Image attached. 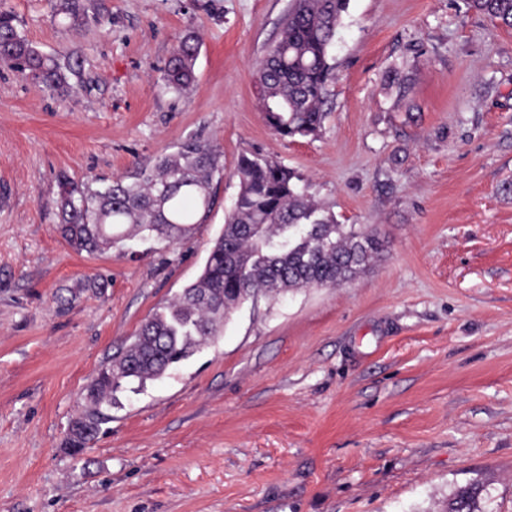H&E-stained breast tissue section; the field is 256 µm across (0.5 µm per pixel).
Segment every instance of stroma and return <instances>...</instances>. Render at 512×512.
I'll use <instances>...</instances> for the list:
<instances>
[{
    "label": "stroma",
    "instance_id": "1",
    "mask_svg": "<svg viewBox=\"0 0 512 512\" xmlns=\"http://www.w3.org/2000/svg\"><path fill=\"white\" fill-rule=\"evenodd\" d=\"M0 4L82 62L55 92L0 67V512H445L472 482L512 512V30L466 0H350L322 128L290 141L255 85L290 0H85L76 28ZM190 31L196 81L165 89ZM192 136L224 174L188 236L90 254L57 232L60 175L107 183ZM255 154L383 252L244 303L71 455L87 384L198 279Z\"/></svg>",
    "mask_w": 512,
    "mask_h": 512
}]
</instances>
